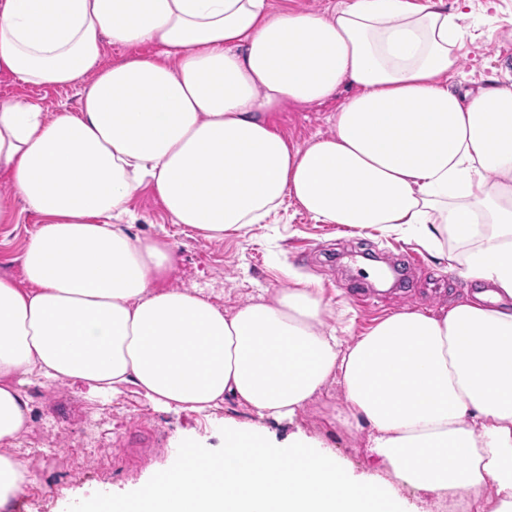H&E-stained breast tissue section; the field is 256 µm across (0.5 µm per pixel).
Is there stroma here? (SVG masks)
Instances as JSON below:
<instances>
[{
  "label": "stroma",
  "mask_w": 512,
  "mask_h": 512,
  "mask_svg": "<svg viewBox=\"0 0 512 512\" xmlns=\"http://www.w3.org/2000/svg\"><path fill=\"white\" fill-rule=\"evenodd\" d=\"M467 13L473 38L460 49L450 84L475 88L492 77L512 76V57L501 55L504 47H512V0H470ZM81 90L78 84L62 90L25 85L0 74V98L39 103L50 116L76 111ZM337 107L334 100L290 106L276 115L275 123L288 139L302 143L332 132L330 117ZM129 208L137 217L132 233L164 232L175 245L168 287L200 289L230 313L258 294L270 297L287 287L293 271L319 283L331 307L328 326L349 342L394 313L436 310L485 287L459 276L464 250L455 244H448L446 258L438 259L417 240L321 224L294 206L280 209L270 223L221 239L171 223L150 189H140ZM38 225V216L21 208L10 223H0V274L21 277L22 245ZM26 392L31 422L14 451L37 477L14 512H65L72 502L97 492L136 490L174 463L183 439L216 449L222 444L220 430L228 425L260 427L280 446L303 432L316 447L331 449L337 463L356 476L383 467L366 450L365 428L331 423L330 408H345L340 388L333 385L291 421L258 418L232 401L207 416L167 412L132 390L111 402H92L83 387L65 381L31 384Z\"/></svg>",
  "instance_id": "obj_1"
}]
</instances>
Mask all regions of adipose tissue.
<instances>
[{
  "label": "adipose tissue",
  "instance_id": "ef3b65f1",
  "mask_svg": "<svg viewBox=\"0 0 512 512\" xmlns=\"http://www.w3.org/2000/svg\"><path fill=\"white\" fill-rule=\"evenodd\" d=\"M460 6L340 0L327 13L268 0H0V72L84 81L78 111L0 99V223L39 215L22 278L0 276V512L32 482L12 451L26 385L90 399L135 388L157 408L235 400L292 418L328 381L369 452L474 512H512V84L454 88ZM155 45L151 55L136 46ZM130 53L108 63V47ZM344 99L333 131L286 139L274 115ZM150 187L172 223L220 239L292 200L322 224L465 250L491 282L437 311L407 309L354 342L328 329L314 280L224 314L167 287V236L122 224Z\"/></svg>",
  "mask_w": 512,
  "mask_h": 512
}]
</instances>
